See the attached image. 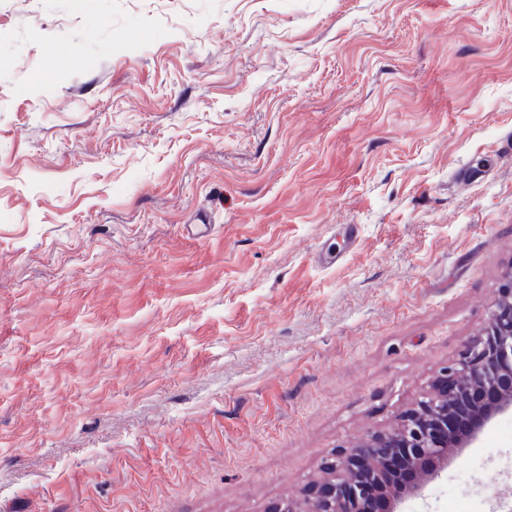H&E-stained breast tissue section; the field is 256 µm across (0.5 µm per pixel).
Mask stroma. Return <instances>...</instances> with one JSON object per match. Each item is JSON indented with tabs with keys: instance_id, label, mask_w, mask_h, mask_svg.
<instances>
[{
	"instance_id": "stroma-1",
	"label": "stroma",
	"mask_w": 512,
	"mask_h": 512,
	"mask_svg": "<svg viewBox=\"0 0 512 512\" xmlns=\"http://www.w3.org/2000/svg\"><path fill=\"white\" fill-rule=\"evenodd\" d=\"M511 137L512 0H0V512H273L390 431L512 270ZM511 424L397 512L512 505Z\"/></svg>"
}]
</instances>
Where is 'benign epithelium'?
Returning a JSON list of instances; mask_svg holds the SVG:
<instances>
[{"label": "benign epithelium", "mask_w": 512, "mask_h": 512, "mask_svg": "<svg viewBox=\"0 0 512 512\" xmlns=\"http://www.w3.org/2000/svg\"><path fill=\"white\" fill-rule=\"evenodd\" d=\"M502 386L500 400L482 408L476 394ZM512 409V274L486 325L467 340L458 359L436 383V393L405 412L389 432L375 433L344 456L326 462L320 487L279 503L274 512H370L373 499L392 490L389 468L397 463L427 478L475 441L483 428Z\"/></svg>", "instance_id": "1"}]
</instances>
